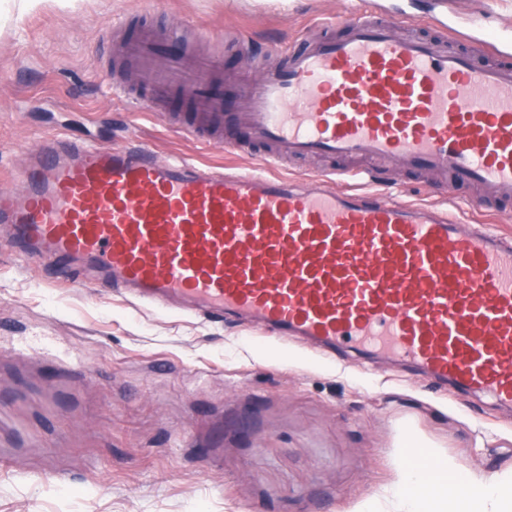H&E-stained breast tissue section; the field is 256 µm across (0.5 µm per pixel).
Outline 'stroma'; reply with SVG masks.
Instances as JSON below:
<instances>
[{
  "label": "stroma",
  "mask_w": 512,
  "mask_h": 512,
  "mask_svg": "<svg viewBox=\"0 0 512 512\" xmlns=\"http://www.w3.org/2000/svg\"><path fill=\"white\" fill-rule=\"evenodd\" d=\"M360 0H70L0 11V184L51 134L139 143L161 157L262 169L114 99L102 26L154 8L164 25L240 31L225 72L332 23ZM456 22L512 43V0H449ZM379 191L434 204L440 183L391 164ZM62 270L0 244V512H396L379 493L405 437L459 466L512 472V411L460 396L383 358H324L259 328L135 306L101 288H62Z\"/></svg>",
  "instance_id": "stroma-1"
}]
</instances>
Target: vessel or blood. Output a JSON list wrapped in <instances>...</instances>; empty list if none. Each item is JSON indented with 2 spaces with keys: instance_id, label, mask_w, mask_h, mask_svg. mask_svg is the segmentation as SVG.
Returning a JSON list of instances; mask_svg holds the SVG:
<instances>
[{
  "instance_id": "1",
  "label": "vessel or blood",
  "mask_w": 512,
  "mask_h": 512,
  "mask_svg": "<svg viewBox=\"0 0 512 512\" xmlns=\"http://www.w3.org/2000/svg\"><path fill=\"white\" fill-rule=\"evenodd\" d=\"M339 38H304L285 65L225 112L215 57L181 28L142 25L118 52L141 75L138 107L180 96L186 135L242 127L262 151L388 159L512 199V46L442 27L437 50L387 15L356 9ZM494 56L476 63L473 51ZM262 172L186 166L142 146L96 147L60 135L31 154L20 187L0 190V223L35 262L72 282L123 288L140 302L247 320L311 346L393 357L457 393L512 408V239L465 230L450 211L411 206L333 175L291 185Z\"/></svg>"
}]
</instances>
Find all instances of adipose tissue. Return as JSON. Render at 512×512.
Instances as JSON below:
<instances>
[{
  "instance_id": "adipose-tissue-1",
  "label": "adipose tissue",
  "mask_w": 512,
  "mask_h": 512,
  "mask_svg": "<svg viewBox=\"0 0 512 512\" xmlns=\"http://www.w3.org/2000/svg\"><path fill=\"white\" fill-rule=\"evenodd\" d=\"M384 494L396 500L400 512H446L452 499L457 512H512V480L461 468L433 448L402 459Z\"/></svg>"
}]
</instances>
